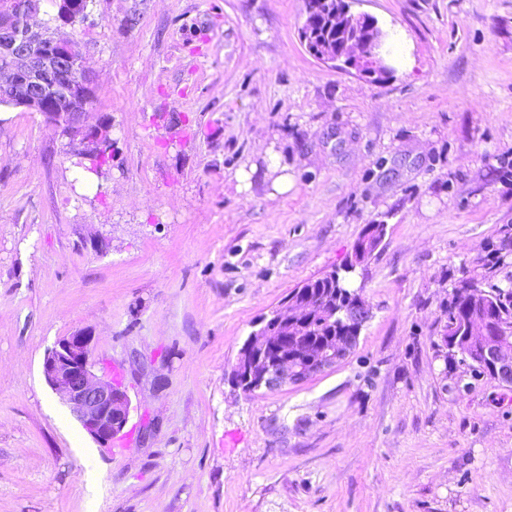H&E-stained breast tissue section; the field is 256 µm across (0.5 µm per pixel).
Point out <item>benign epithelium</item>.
Returning a JSON list of instances; mask_svg holds the SVG:
<instances>
[{
    "instance_id": "7a95c632",
    "label": "benign epithelium",
    "mask_w": 512,
    "mask_h": 512,
    "mask_svg": "<svg viewBox=\"0 0 512 512\" xmlns=\"http://www.w3.org/2000/svg\"><path fill=\"white\" fill-rule=\"evenodd\" d=\"M360 0H306L299 39L317 60L365 77L388 73L384 55L387 34L378 20L353 9ZM71 0H59L55 26L39 19L40 0H6L0 5V97L15 107L40 113L62 128L70 154H81L88 171L99 173L112 144V124L103 117L90 124L87 100L92 71L77 76L84 63L64 27L73 25ZM321 302L306 296L285 299L260 320L242 345L231 370L233 383L245 394L275 391L297 384L314 370H324L351 351L344 341L303 346L290 354L281 347L288 336H301L307 313ZM359 327L368 319V305L359 297L347 311ZM91 332L76 331L59 339L43 360L46 381L60 392L83 429L108 443L128 423L131 403L124 384L112 375L94 372ZM465 339L478 345L479 357L467 369L487 366L492 379L512 387V324L483 317L469 324Z\"/></svg>"
}]
</instances>
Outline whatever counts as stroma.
I'll return each mask as SVG.
<instances>
[{"label":"stroma","mask_w":512,"mask_h":512,"mask_svg":"<svg viewBox=\"0 0 512 512\" xmlns=\"http://www.w3.org/2000/svg\"><path fill=\"white\" fill-rule=\"evenodd\" d=\"M358 8L390 34L377 81L306 52L305 0H91L73 33L109 172L39 113L0 120V512H512V388L438 355L456 270L512 225V0ZM368 224L356 347L243 394L257 320ZM78 330L123 371L131 447L45 380Z\"/></svg>","instance_id":"1"}]
</instances>
